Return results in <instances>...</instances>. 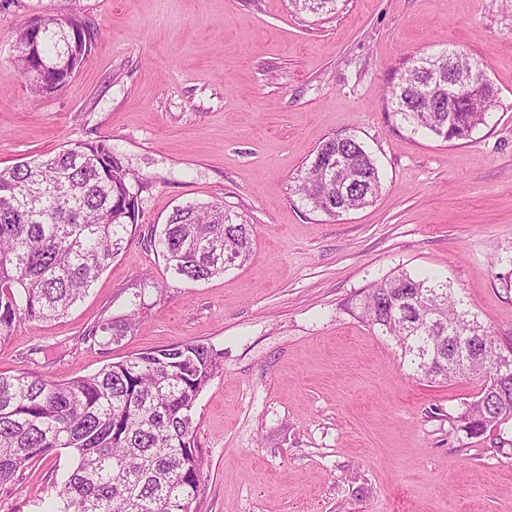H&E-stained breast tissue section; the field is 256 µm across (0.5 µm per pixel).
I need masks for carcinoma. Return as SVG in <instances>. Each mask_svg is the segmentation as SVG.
<instances>
[{"mask_svg":"<svg viewBox=\"0 0 512 512\" xmlns=\"http://www.w3.org/2000/svg\"><path fill=\"white\" fill-rule=\"evenodd\" d=\"M338 2L291 0L295 11L318 17L338 11ZM73 26L84 33L77 43L70 39ZM94 43V29L77 14L28 19L16 34V66L31 93L44 96L66 85ZM40 65L46 66L42 81L31 75ZM465 72L476 74L483 93L456 95L450 110L449 83ZM388 93L394 112L449 142L469 139L497 99L485 71L463 54L414 58ZM336 160L347 172L339 185L325 180L326 165ZM132 180L104 140L0 170V340L26 323L62 318L128 246L139 217ZM297 182L316 211L337 200L338 216L370 204L381 190L374 160L352 136L325 140ZM251 242L252 225L218 202L175 207L151 240L166 270L195 282L246 261ZM362 318L392 337L423 378L483 380L459 416L468 435L512 419V382L483 378L498 356L494 335L480 329L478 355L454 362L449 333L464 328L469 315L436 279L401 273L373 283ZM130 326L108 321L91 338L100 346L118 343ZM222 357L211 345L187 341L69 380L0 373V485L39 458L69 449L76 464L56 490L51 512H201L206 462L194 410Z\"/></svg>","mask_w":512,"mask_h":512,"instance_id":"obj_1","label":"carcinoma"}]
</instances>
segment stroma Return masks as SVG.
<instances>
[{
    "label": "stroma",
    "instance_id": "35a3bbf8",
    "mask_svg": "<svg viewBox=\"0 0 512 512\" xmlns=\"http://www.w3.org/2000/svg\"><path fill=\"white\" fill-rule=\"evenodd\" d=\"M80 13L95 44L59 91L33 96L16 28ZM462 51L498 90L461 144L414 130L385 94L408 60ZM355 137L382 189L339 217L296 178L328 137ZM107 140L138 176L139 226L69 313L0 341V373L84 376L201 341L223 350L195 407L202 512H512V420L468 436L479 381L411 370L361 317L369 286L435 275L512 346V0H10L0 6V169ZM220 202L252 226L248 260L192 282L149 239L173 208ZM146 304L120 344L89 333ZM73 464L46 455L0 486L34 512ZM340 0H291L296 12L309 13L318 18L336 13Z\"/></svg>",
    "mask_w": 512,
    "mask_h": 512
}]
</instances>
